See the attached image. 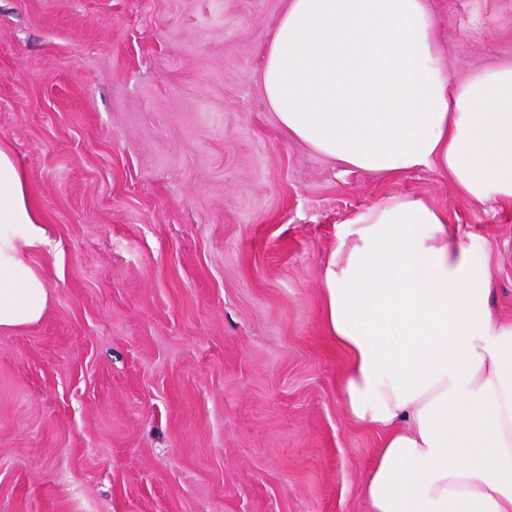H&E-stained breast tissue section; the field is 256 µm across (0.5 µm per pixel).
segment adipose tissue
<instances>
[{
  "label": "adipose tissue",
  "mask_w": 512,
  "mask_h": 512,
  "mask_svg": "<svg viewBox=\"0 0 512 512\" xmlns=\"http://www.w3.org/2000/svg\"><path fill=\"white\" fill-rule=\"evenodd\" d=\"M261 80L318 153L378 175L444 172L474 202H512V59L451 79L430 0H288ZM47 242L0 141V331L42 320L29 255ZM490 282L480 238L420 198H387L344 232L324 316L349 356V414L385 431L370 512H512V324L493 321Z\"/></svg>",
  "instance_id": "1"
}]
</instances>
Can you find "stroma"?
Returning a JSON list of instances; mask_svg holds the SVG:
<instances>
[{"label": "stroma", "instance_id": "obj_1", "mask_svg": "<svg viewBox=\"0 0 512 512\" xmlns=\"http://www.w3.org/2000/svg\"><path fill=\"white\" fill-rule=\"evenodd\" d=\"M287 0H0V140L51 247L0 332V512H369L323 317L344 224L398 195L480 235L512 322V206L290 137L265 97ZM459 79L512 56V0H431ZM484 24L475 35V21Z\"/></svg>", "mask_w": 512, "mask_h": 512}]
</instances>
